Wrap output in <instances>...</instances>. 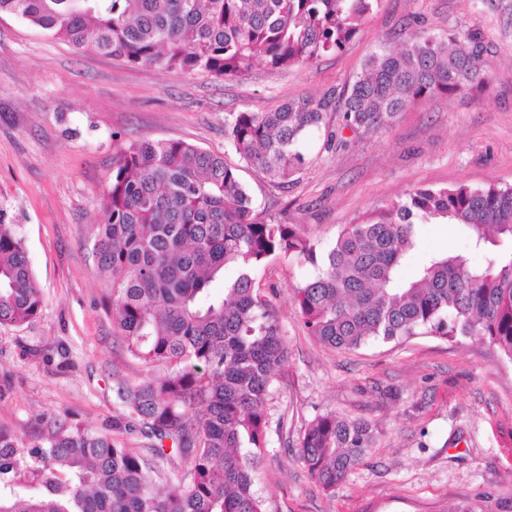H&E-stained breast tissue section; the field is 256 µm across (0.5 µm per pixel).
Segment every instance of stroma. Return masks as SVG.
I'll list each match as a JSON object with an SVG mask.
<instances>
[{
	"instance_id": "35a3bbf8",
	"label": "stroma",
	"mask_w": 512,
	"mask_h": 512,
	"mask_svg": "<svg viewBox=\"0 0 512 512\" xmlns=\"http://www.w3.org/2000/svg\"><path fill=\"white\" fill-rule=\"evenodd\" d=\"M467 29L494 59L482 92L416 103L374 133L351 130L331 109L294 182L242 166L224 138L230 113L343 90L410 31ZM143 138L223 155L238 166L258 218L297 225L320 252L346 224L415 188L512 187V0H376L342 51L278 72L259 63L242 80L78 52L0 14V218L15 225L44 296L29 325L0 327V426L24 443L55 417L113 433L116 383L147 372L124 349L92 253L118 152ZM416 232L420 259L469 247L456 224ZM313 273L281 255L255 274L271 290L289 348L266 405L269 445L256 488L268 512H450L468 502L512 512V362L489 344L430 333L329 349L308 336L293 301ZM330 412L366 419L383 437L325 492L296 451L306 421Z\"/></svg>"
}]
</instances>
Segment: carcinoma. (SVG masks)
I'll return each instance as SVG.
<instances>
[{"label": "carcinoma", "mask_w": 512, "mask_h": 512, "mask_svg": "<svg viewBox=\"0 0 512 512\" xmlns=\"http://www.w3.org/2000/svg\"><path fill=\"white\" fill-rule=\"evenodd\" d=\"M375 0H0L83 52L180 74L244 79L254 65L311 66L361 31ZM493 61L475 30L410 33L371 57L344 101L346 126L374 132L428 98L481 90ZM333 98L234 112L224 137L239 157L288 183ZM94 252L126 349L149 369L113 392L117 432L140 429L152 459L54 418L25 444L0 426V512H266L255 489L268 445L266 402L288 360L284 331L254 273L276 255L314 274L294 289L308 333L333 349L424 330L476 337L512 362V187L417 188L346 225L329 249L295 224L256 220L238 169L182 140L123 148L102 199ZM459 224L468 253L435 254L403 273L418 224ZM228 267L237 277L211 292ZM44 299L15 225L0 219V326L21 328ZM170 445H165L164 441ZM377 441L372 424L315 416L297 458L325 491Z\"/></svg>", "instance_id": "carcinoma-1"}]
</instances>
